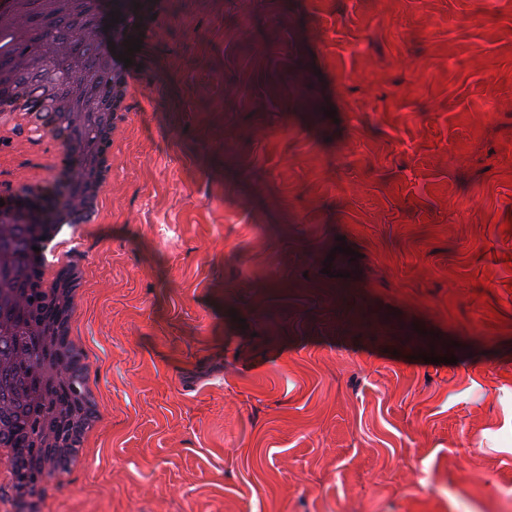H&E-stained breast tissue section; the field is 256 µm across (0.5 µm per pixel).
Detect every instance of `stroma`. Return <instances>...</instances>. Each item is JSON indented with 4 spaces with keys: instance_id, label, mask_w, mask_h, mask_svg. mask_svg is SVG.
I'll use <instances>...</instances> for the list:
<instances>
[{
    "instance_id": "35a3bbf8",
    "label": "stroma",
    "mask_w": 512,
    "mask_h": 512,
    "mask_svg": "<svg viewBox=\"0 0 512 512\" xmlns=\"http://www.w3.org/2000/svg\"><path fill=\"white\" fill-rule=\"evenodd\" d=\"M161 2L83 230L101 426L43 512H512V0Z\"/></svg>"
}]
</instances>
